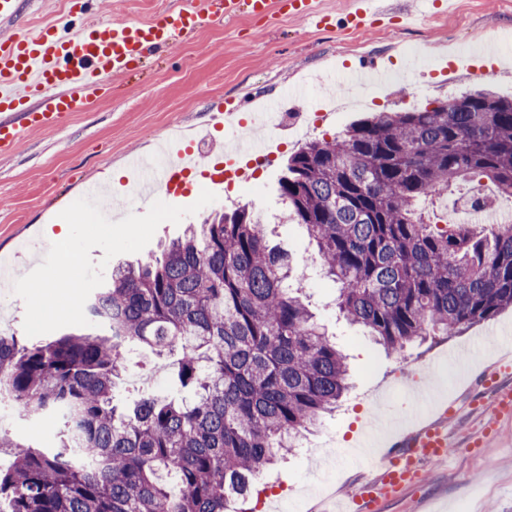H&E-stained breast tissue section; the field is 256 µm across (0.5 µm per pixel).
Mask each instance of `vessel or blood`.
<instances>
[{
    "label": "vessel or blood",
    "instance_id": "obj_1",
    "mask_svg": "<svg viewBox=\"0 0 512 512\" xmlns=\"http://www.w3.org/2000/svg\"><path fill=\"white\" fill-rule=\"evenodd\" d=\"M330 26L331 14L320 11L315 0H194L186 7L167 10L146 22L94 20L72 30L48 25L33 34L0 36V153L12 150L22 133L57 126L61 117L76 111L97 84L138 64L154 49L168 47L206 25L230 21L241 15L264 18L273 11ZM388 0H353L341 20L356 33L369 31L375 21L390 15ZM268 141L230 137L218 141L216 157L220 173L246 179L249 161L265 154ZM143 189L177 191L189 173L207 175L196 168L191 149L178 150L173 161L158 165L144 155L128 157ZM495 417L512 416V385L490 380ZM448 456V431L435 423L408 434L389 461L381 463L377 476L349 495L347 512H373L375 506L411 484L423 463Z\"/></svg>",
    "mask_w": 512,
    "mask_h": 512
}]
</instances>
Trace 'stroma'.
Returning a JSON list of instances; mask_svg holds the SVG:
<instances>
[{
  "label": "stroma",
  "mask_w": 512,
  "mask_h": 512,
  "mask_svg": "<svg viewBox=\"0 0 512 512\" xmlns=\"http://www.w3.org/2000/svg\"><path fill=\"white\" fill-rule=\"evenodd\" d=\"M184 2L97 0L93 16L144 22ZM67 8L68 0H18L17 13L0 19V33L47 25ZM481 38L496 43L497 53L479 56L471 67L459 63V56L470 54ZM367 55L381 57L395 73L416 59L423 72L380 89H362L351 82L350 74L354 63ZM329 74L334 77L329 88L335 93L363 96L367 102L326 115L313 128L309 117L324 90L319 81ZM482 88L512 97V0H455L452 11L431 12L413 23L384 21L361 35L343 28L319 29L286 15L263 20L242 16L202 28L174 49L156 51L136 69L106 80L99 96L67 114L57 127L25 132L12 152L0 154V332L23 336L25 304L13 293L12 283L32 271L48 251L50 243L39 236V228L48 224L60 232L61 211L84 197L87 186L111 178L113 210L145 213L149 200L131 202L124 196L130 178L128 154L150 150L177 126L191 133L206 129L211 113L223 108L227 99L245 95L250 101L240 107L241 118L248 120L254 135H266L271 126L251 119L255 103L271 109L286 100L276 158L232 188L207 186L199 174H191L186 194L164 196V203L188 207L206 189L215 194V202L185 216L182 223L160 224L146 247L147 252L158 251L162 243L180 237L186 225L251 203L267 222L270 246L288 252L295 272L305 275L311 311L347 358L350 389L339 408L306 436L305 446L285 454L262 476L246 500L247 512L271 498L278 487L303 491L320 460L328 462L335 475L334 497H347L374 478L375 466L361 465L349 448L366 425L419 409L417 395L404 387L420 380L443 383L444 400L453 409L447 420L448 457L426 464L420 480L382 502L378 512H487L492 505L499 512H512V419L496 424L494 436L482 447L472 445L492 413V391L483 379L512 356L504 342L512 337V310L460 335L439 336L402 354L387 355L363 328L338 314L333 283L309 260L316 245L304 225L284 219L286 206L278 192L289 156L306 143L332 139L377 112L432 107ZM462 347L471 348L472 354L461 375L439 373L437 363L449 350ZM168 383L150 350L131 347L122 384L127 395L148 387L160 391ZM0 429L40 446L52 445L57 432L54 421L24 417L8 407L0 409Z\"/></svg>",
  "instance_id": "stroma-1"
}]
</instances>
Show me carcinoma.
Here are the masks:
<instances>
[{
    "label": "carcinoma",
    "mask_w": 512,
    "mask_h": 512,
    "mask_svg": "<svg viewBox=\"0 0 512 512\" xmlns=\"http://www.w3.org/2000/svg\"><path fill=\"white\" fill-rule=\"evenodd\" d=\"M512 198V100L475 92L381 112L288 159L279 182L335 305L387 353L512 307V225L427 224L418 203L465 178ZM105 334L22 345L0 334V393L58 420L56 444L8 442V512H227L348 389V367L247 205L112 272L85 305ZM175 362L168 389L116 397L126 347Z\"/></svg>",
    "instance_id": "cac0c4a2"
}]
</instances>
